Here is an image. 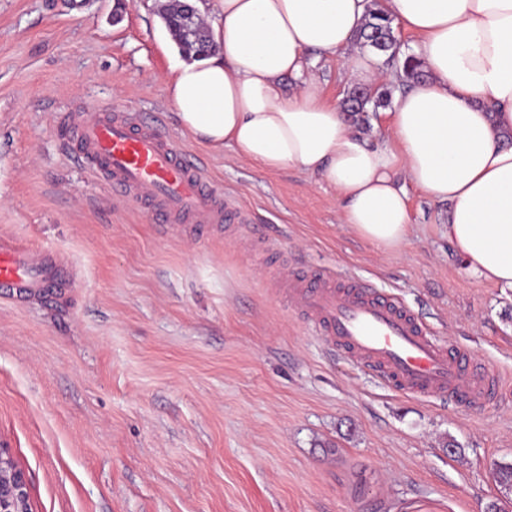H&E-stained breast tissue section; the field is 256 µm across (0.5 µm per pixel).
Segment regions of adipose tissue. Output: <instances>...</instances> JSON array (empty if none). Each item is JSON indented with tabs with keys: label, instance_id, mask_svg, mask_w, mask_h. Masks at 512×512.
Returning <instances> with one entry per match:
<instances>
[{
	"label": "adipose tissue",
	"instance_id": "ef3b65f1",
	"mask_svg": "<svg viewBox=\"0 0 512 512\" xmlns=\"http://www.w3.org/2000/svg\"><path fill=\"white\" fill-rule=\"evenodd\" d=\"M216 55L175 66L180 129L263 169L293 167L336 192L342 221L382 250L408 244L407 185L447 203L448 243L478 279L512 288V0H384L418 37L427 76L365 135L312 69L340 57L355 86L394 75L356 36L370 0H222ZM293 87H286V80Z\"/></svg>",
	"mask_w": 512,
	"mask_h": 512
}]
</instances>
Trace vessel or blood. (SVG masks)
Here are the masks:
<instances>
[{"label": "vessel or blood", "mask_w": 512, "mask_h": 512, "mask_svg": "<svg viewBox=\"0 0 512 512\" xmlns=\"http://www.w3.org/2000/svg\"><path fill=\"white\" fill-rule=\"evenodd\" d=\"M76 161L162 224H221L230 204L209 185L199 161L186 157L157 126L99 113L75 126ZM66 284L47 252L0 244V294H36ZM279 293L324 341L389 389L413 398L450 399L477 410L496 398L501 380L464 348H448L398 299L334 272L291 274Z\"/></svg>", "instance_id": "obj_1"}]
</instances>
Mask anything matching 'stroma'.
Masks as SVG:
<instances>
[{
    "label": "stroma",
    "mask_w": 512,
    "mask_h": 512,
    "mask_svg": "<svg viewBox=\"0 0 512 512\" xmlns=\"http://www.w3.org/2000/svg\"><path fill=\"white\" fill-rule=\"evenodd\" d=\"M0 0V242L73 274L0 295V442L33 512H482L512 503V290L448 245L447 204L408 187V246L343 224L336 193L197 143L166 94L175 0ZM101 110L158 122L243 223L161 224L76 163ZM396 295L502 386L487 410L401 396L277 295L292 270ZM458 445L449 453L448 441Z\"/></svg>",
    "instance_id": "stroma-1"
}]
</instances>
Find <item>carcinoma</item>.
Returning <instances> with one entry per match:
<instances>
[{"label":"carcinoma","instance_id":"1","mask_svg":"<svg viewBox=\"0 0 512 512\" xmlns=\"http://www.w3.org/2000/svg\"><path fill=\"white\" fill-rule=\"evenodd\" d=\"M163 23L173 41L186 56L206 58L219 50L212 36H204L195 41L184 37L182 16L176 9H168L162 14ZM357 40L365 47L386 56L385 64L394 68L399 74L402 84L419 81L427 77L422 64L409 53H403L395 37L391 19L380 9L372 7L369 18L359 31ZM393 89L387 86L371 88H355L350 91L344 100V111L350 118L358 123L369 122V113L378 111V108L388 104Z\"/></svg>","mask_w":512,"mask_h":512}]
</instances>
